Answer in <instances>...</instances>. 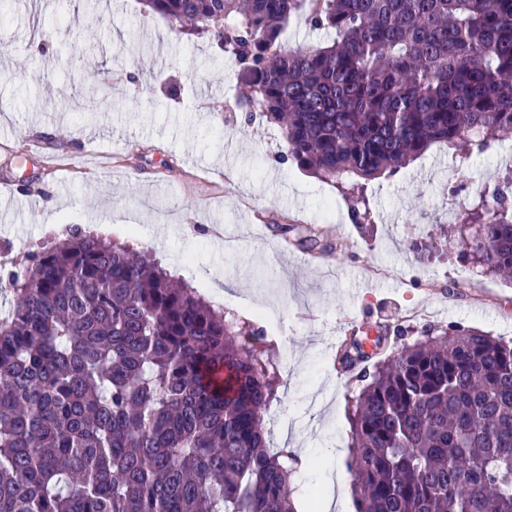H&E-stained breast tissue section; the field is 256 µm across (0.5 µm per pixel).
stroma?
Returning <instances> with one entry per match:
<instances>
[{
  "mask_svg": "<svg viewBox=\"0 0 512 512\" xmlns=\"http://www.w3.org/2000/svg\"><path fill=\"white\" fill-rule=\"evenodd\" d=\"M0 47V181L17 189L0 267L79 225L150 250L212 304L276 311L272 449L347 471L361 384L337 342L364 326H400L410 343L458 322L512 340V281L474 269L445 215L467 184L512 174L497 147H433L372 180L360 223L341 187L286 160L281 132L246 121L233 62L139 0H0ZM287 216L298 229L284 235ZM388 266L404 277L377 276Z\"/></svg>",
  "mask_w": 512,
  "mask_h": 512,
  "instance_id": "35a3bbf8",
  "label": "stroma"
}]
</instances>
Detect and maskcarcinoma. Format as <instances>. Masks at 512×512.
<instances>
[{"label": "carcinoma", "mask_w": 512, "mask_h": 512, "mask_svg": "<svg viewBox=\"0 0 512 512\" xmlns=\"http://www.w3.org/2000/svg\"><path fill=\"white\" fill-rule=\"evenodd\" d=\"M140 3L234 61L241 109L298 167L350 180L358 220L365 183L432 146L512 140V0ZM299 15L332 41L284 48ZM459 224L473 264L512 275V205L480 198ZM6 283L0 512H296L292 455L267 439L263 327L78 228ZM373 348L351 409L356 512H512V343L450 323Z\"/></svg>", "instance_id": "carcinoma-1"}]
</instances>
